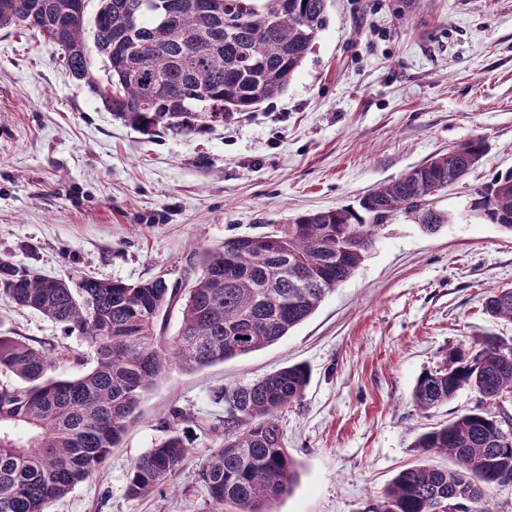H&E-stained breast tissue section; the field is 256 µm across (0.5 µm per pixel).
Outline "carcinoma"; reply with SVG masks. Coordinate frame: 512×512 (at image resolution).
<instances>
[{
	"label": "carcinoma",
	"mask_w": 512,
	"mask_h": 512,
	"mask_svg": "<svg viewBox=\"0 0 512 512\" xmlns=\"http://www.w3.org/2000/svg\"><path fill=\"white\" fill-rule=\"evenodd\" d=\"M76 0H0V29L43 33L61 48L71 76L106 110L149 132L159 124L191 132L194 121L220 123L251 112L286 91L327 26V0H216L213 15L196 0H172V15L145 9L146 0H99L91 22L75 16ZM123 37L125 47L115 45ZM97 55L107 84L90 72ZM487 153L480 138L439 153L359 201L300 215L263 248L241 237L201 257L202 272L178 298L162 276L134 283L45 279L0 258V294L82 337L88 369L74 379L55 375L66 361L51 343L0 333V512H47L98 471L134 420L141 392L161 372L167 353L156 333L160 315L177 301L181 325L173 355L209 366L274 344L304 323L362 263L383 227L375 218L402 214L435 231L451 222L443 211L421 213L438 183L463 181ZM474 217L512 233V170L496 175L473 203ZM485 313L512 323V288H494ZM309 382L301 365L282 367L245 385L224 387V442L198 477L219 508L269 512L291 492L297 462L282 443L278 413L302 398ZM469 389L475 408L421 434L415 447L444 451L456 469L426 465L399 472L367 512H435L457 501L459 512H494L488 490L512 483V344L485 336L455 349L416 380L412 401L426 412ZM189 455L171 432L130 469L127 492L139 497L170 483Z\"/></svg>",
	"instance_id": "carcinoma-1"
}]
</instances>
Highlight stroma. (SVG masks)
Instances as JSON below:
<instances>
[{"mask_svg": "<svg viewBox=\"0 0 512 512\" xmlns=\"http://www.w3.org/2000/svg\"><path fill=\"white\" fill-rule=\"evenodd\" d=\"M327 16L282 95L192 133L126 125L57 45L0 30V257L43 277L187 285L225 239L357 206L462 141L488 146L436 203L451 223L429 233L392 220L288 335L206 367L169 359L101 470L48 512H220L197 476L224 439L214 393L293 364L309 384L278 421L298 479L271 512H363L400 471L452 466L414 443L474 408L476 393L423 413L412 390L450 350L512 339V323L483 310L491 289L512 286V232L469 212L512 169V0H328ZM0 332L87 351L1 295ZM170 430L188 457L169 485L129 496L132 464Z\"/></svg>", "mask_w": 512, "mask_h": 512, "instance_id": "obj_1", "label": "stroma"}]
</instances>
